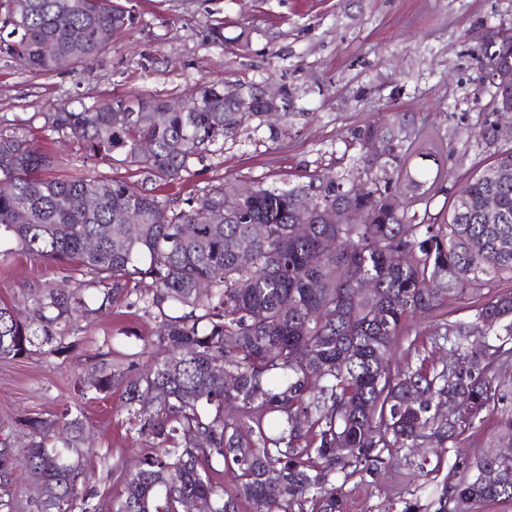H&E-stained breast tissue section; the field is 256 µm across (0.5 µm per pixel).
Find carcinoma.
I'll use <instances>...</instances> for the list:
<instances>
[{
  "label": "carcinoma",
  "instance_id": "1",
  "mask_svg": "<svg viewBox=\"0 0 512 512\" xmlns=\"http://www.w3.org/2000/svg\"><path fill=\"white\" fill-rule=\"evenodd\" d=\"M135 20L122 0H0V53L41 74L68 72L110 51ZM237 89L233 98L222 83L204 84L185 112L128 96L47 117L43 131L77 140L87 158L124 157L137 166V182L47 176L65 158L36 145L28 127L0 131V237L77 268L79 287L97 290L101 308L132 283L151 288L141 303L159 318V331L147 343V369L101 372L86 385L97 394L124 387L128 413L151 440L112 512H183L188 499L194 512H241L245 503L253 512H346L336 471L370 475L389 448L434 442L443 450L481 425L482 409L512 394L485 363L489 350L512 353V289L481 298L472 323H436L455 356L441 369L388 360L414 317L493 280L512 281V140L500 137L494 119L499 106L512 107V89L483 121L492 162L436 217L408 216L430 192L407 159L390 171L366 159L318 185L244 196L219 184L171 208L152 185L181 179L226 132L265 115L259 84ZM124 104L136 111H114ZM372 138L394 150V130L374 128L361 145ZM361 183L365 195L355 192ZM336 211L345 223L329 219ZM301 223L304 235L295 231ZM257 224L265 236L254 234ZM326 239L336 247L322 248ZM80 308L96 312L67 288L38 295L27 323L0 303V360L29 356L40 334L52 344L53 327ZM476 328L485 341L469 348ZM442 403L445 418L436 411ZM25 426L36 512H96L80 464V418L51 449L47 421L29 417ZM496 437L512 448V416ZM341 444L350 455L336 456ZM13 455L1 440L0 512L15 508ZM458 456L464 475L442 488L440 512L450 500L512 502V455ZM216 464L236 474L233 486L214 478ZM270 479L277 499L265 494Z\"/></svg>",
  "mask_w": 512,
  "mask_h": 512
}]
</instances>
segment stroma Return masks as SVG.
Instances as JSON below:
<instances>
[{
  "mask_svg": "<svg viewBox=\"0 0 512 512\" xmlns=\"http://www.w3.org/2000/svg\"><path fill=\"white\" fill-rule=\"evenodd\" d=\"M137 15L111 53L87 69L39 75L0 55V129L13 119L46 116L105 96H143L184 101L205 82H265L271 91L288 88L294 128L271 135L267 126L247 123L226 134L221 150L208 154L190 175L155 189L159 200L179 208L226 183L239 188H285L340 175L359 167V133L400 116L402 130L393 154H378L374 164L392 168L410 141L435 133L448 144L440 162L415 157L411 166L443 168L442 189L430 199V214L445 210L457 192L490 155L482 138L483 112L493 88L481 70L487 38L512 34V0H130ZM223 25L224 43L214 45L210 28ZM248 47H239V32ZM71 164L56 175L81 170L134 180L129 163L85 160L78 144L62 147ZM77 271L27 253L9 239L0 241V300L26 319L34 294L71 288ZM136 294L119 296L111 309L73 322L77 344L62 354L35 347L30 357L0 360V431L11 434L16 454L29 441L27 417L59 419L66 407L80 405L87 427L81 463L94 490L98 512H111L112 500L138 466L146 439L129 424L121 389L78 400L76 387L97 370L122 369L111 354L113 342L144 363L141 350L157 330L138 309ZM473 298L448 304L435 316L418 317L393 347L396 365L442 368L448 345L435 340V320L469 322ZM512 400L481 413L480 429L466 432L459 450L481 456L495 449L494 432ZM457 450L392 452L374 474L337 473L348 512H434L444 484L457 482ZM436 459V471L421 476L420 456Z\"/></svg>",
  "mask_w": 512,
  "mask_h": 512,
  "instance_id": "obj_1",
  "label": "stroma"
}]
</instances>
